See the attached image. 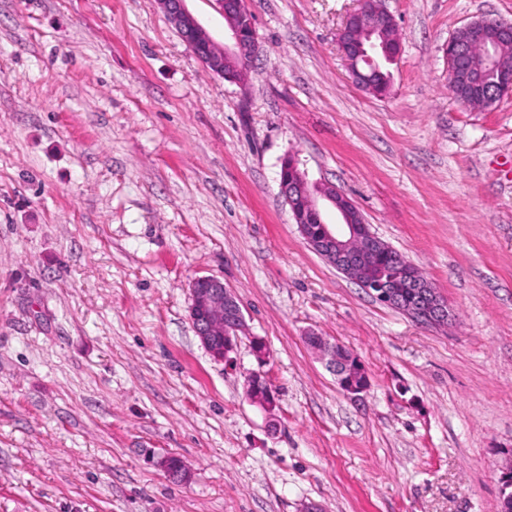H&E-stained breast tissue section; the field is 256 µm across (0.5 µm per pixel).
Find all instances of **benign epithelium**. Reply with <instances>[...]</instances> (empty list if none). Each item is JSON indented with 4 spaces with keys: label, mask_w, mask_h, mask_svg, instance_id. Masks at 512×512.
<instances>
[{
    "label": "benign epithelium",
    "mask_w": 512,
    "mask_h": 512,
    "mask_svg": "<svg viewBox=\"0 0 512 512\" xmlns=\"http://www.w3.org/2000/svg\"><path fill=\"white\" fill-rule=\"evenodd\" d=\"M187 0H157L167 21L181 34L186 45L205 68L219 76L253 67L259 44L253 17L247 0H215L227 29L228 42L221 45L208 35L197 18L189 11ZM396 20L382 0H360L340 28L337 41L352 80L361 88L374 91L364 64H372L378 53L385 52L386 42L395 38ZM494 41L507 45L512 42V22L484 16L476 25L466 24L448 41V73L454 79L461 60L469 55L473 40ZM467 81L487 85V97L482 109L489 111L506 97H512V67L498 57L482 60L477 69L465 73ZM280 194L288 205L292 220L305 242L329 264L355 281L381 304L397 309L414 321L440 328L450 320L448 302L434 288H405L394 279H384L375 272L374 249H363L360 241L373 237L352 200L332 183L311 182L301 171L292 155L282 162L279 174ZM335 210L338 221L328 223L324 209ZM190 319L203 346L211 355L224 360L233 350L239 336L246 334L244 315L237 297L224 282L211 276L194 279L191 286ZM307 345L326 360L328 367L342 378L350 360L339 354L338 344L323 336L310 333ZM266 382L259 372L246 374V395L267 414L275 408V398L269 387L258 389ZM168 477L181 483L190 480V471L179 457L167 455L157 461ZM502 503L512 502V454L501 476Z\"/></svg>",
    "instance_id": "obj_1"
}]
</instances>
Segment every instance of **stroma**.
<instances>
[{
	"label": "stroma",
	"instance_id": "1",
	"mask_svg": "<svg viewBox=\"0 0 512 512\" xmlns=\"http://www.w3.org/2000/svg\"><path fill=\"white\" fill-rule=\"evenodd\" d=\"M383 3L401 52L377 96L337 43L358 0H248L260 52L241 82L156 0H0V512H499L512 98L458 101L446 48L476 17L512 22V0ZM289 155L423 272L447 327L309 248L280 195ZM205 275L249 328L225 361L189 317ZM311 330L358 355L365 393ZM258 369L274 432L246 396ZM305 340L312 350L319 353L326 360L328 367L340 380L344 376L345 371H347L348 364L354 355L350 359H347L344 353L339 355L338 343H331L324 336H319L316 333H309ZM158 466L167 474L168 477L181 483H188L190 480V471L179 457L167 455L157 461Z\"/></svg>",
	"mask_w": 512,
	"mask_h": 512
}]
</instances>
